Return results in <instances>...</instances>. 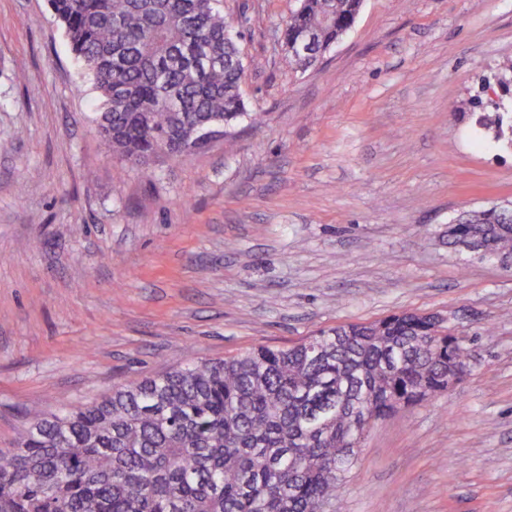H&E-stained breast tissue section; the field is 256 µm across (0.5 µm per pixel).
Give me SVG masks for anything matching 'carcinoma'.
Segmentation results:
<instances>
[{
	"instance_id": "cac0c4a2",
	"label": "carcinoma",
	"mask_w": 512,
	"mask_h": 512,
	"mask_svg": "<svg viewBox=\"0 0 512 512\" xmlns=\"http://www.w3.org/2000/svg\"><path fill=\"white\" fill-rule=\"evenodd\" d=\"M219 0H48L100 100L101 146L152 178L151 159L201 147L203 131L247 109L246 59ZM361 0H300L281 31L296 71L312 68L352 26ZM314 33L296 59L290 42ZM512 147V113L480 117ZM491 236L512 257V206L450 224ZM462 338L426 314L321 329L288 347L189 361L90 404L34 413L0 451V512H334L352 447L374 424L448 389Z\"/></svg>"
}]
</instances>
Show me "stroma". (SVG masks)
Wrapping results in <instances>:
<instances>
[{"label": "stroma", "mask_w": 512, "mask_h": 512, "mask_svg": "<svg viewBox=\"0 0 512 512\" xmlns=\"http://www.w3.org/2000/svg\"><path fill=\"white\" fill-rule=\"evenodd\" d=\"M298 0H222L243 121L157 155L104 153L47 0H0V450L25 413L187 360L285 347L397 312L470 350L450 390L377 423L336 512H512V265L448 241L512 202V148L470 101L512 56V0H363L308 71L277 38Z\"/></svg>", "instance_id": "35a3bbf8"}]
</instances>
